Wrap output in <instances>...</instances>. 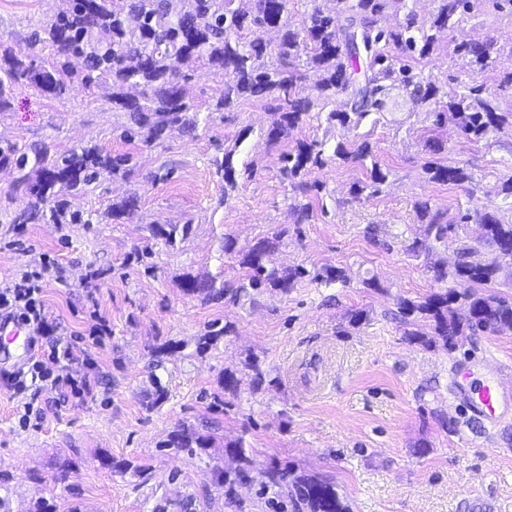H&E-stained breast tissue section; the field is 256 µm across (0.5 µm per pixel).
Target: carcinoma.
<instances>
[{
	"label": "carcinoma",
	"mask_w": 512,
	"mask_h": 512,
	"mask_svg": "<svg viewBox=\"0 0 512 512\" xmlns=\"http://www.w3.org/2000/svg\"><path fill=\"white\" fill-rule=\"evenodd\" d=\"M61 2L53 22L38 25L31 33L32 42L51 44L54 62L47 66L8 51L0 55V113L10 111L16 86L35 87L55 98L105 90L112 111L128 117V123L113 129L120 142L148 147L160 143L171 127L193 137L199 125V105L188 99L185 84L190 68L199 64L232 74L224 83V92L207 106L210 114L231 112L249 99L277 101L266 131L272 146L280 145L292 130L312 118L324 121L329 130H354L367 117L384 115L400 93L411 104L410 115L434 106L427 112L432 123L423 138V147L430 152L441 149L436 132L448 122L474 142L512 131V112L499 111L494 100L482 96L481 87L466 86L442 101L438 77L414 66L439 50L437 33L454 31L462 16L474 13L475 0H435V13L427 20L418 17L410 0H324L323 6L310 0L297 27L289 18L291 0H127L121 12L112 8V0ZM391 10L403 13V20L386 24ZM268 29L280 33L272 52L262 37ZM452 46V52L468 59L474 68L483 70L490 63V49L484 43L461 37ZM309 81L317 92L314 97L302 94ZM338 91L348 93L347 109L324 112ZM368 160L367 181L352 188L356 198L376 196L388 177L369 142L333 144L327 138L315 139L282 152L280 173L294 195L291 208L296 223L312 217L314 201L324 191L322 184L304 179L306 172L329 162L362 164ZM214 165L224 178L227 196L237 185L233 151H225L224 159L214 160ZM0 166L17 173V186L29 197L28 205L13 213L10 223L90 224L92 218L70 209L67 196L96 188L110 177L131 175L139 159L132 152L112 155L85 143L63 151L45 142L28 148L6 143L0 144ZM423 170L436 182L461 185L473 181L464 166L431 160ZM137 203L138 198L130 195L112 205L109 216L114 220L128 216ZM415 209L424 229L404 247L412 257L432 256L448 234H459L469 221L482 225L484 233L476 241H462L453 267L431 266L434 287L430 294L419 300H398L404 325L432 322L435 336L448 350L468 333L495 336L507 326L512 328V303L488 291L501 276L512 275V219L475 210L453 224L426 200L416 202ZM189 229L187 224L149 226L150 237L167 246L176 245L177 238ZM287 234L288 229H280L241 248L234 238L224 237L222 251L237 257L242 270L236 288L217 285L213 276L191 275L183 277L179 287L189 296H227L237 302L272 290L287 293L307 277L328 286L346 282L343 271L332 266L314 272L300 265L286 270L268 266L266 256L283 244ZM228 332V324L209 330L199 339L198 352L205 353ZM211 443L210 437L194 427L182 425L161 447L192 453ZM232 458L236 468L216 473L222 485L249 474L243 441L234 444ZM291 495L307 512H349L335 486L321 479L293 481Z\"/></svg>",
	"instance_id": "cac0c4a2"
}]
</instances>
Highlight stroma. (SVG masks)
<instances>
[{"mask_svg":"<svg viewBox=\"0 0 512 512\" xmlns=\"http://www.w3.org/2000/svg\"><path fill=\"white\" fill-rule=\"evenodd\" d=\"M61 0H0V51L49 61L48 45L32 43L31 27L54 20ZM469 40L492 47L488 70H474L451 46L421 61L440 80L441 92L479 85L501 110L512 109V0H479L476 15L459 27ZM273 101L241 102L213 114L195 137L170 128L157 145L139 147L140 165L127 177L107 179L97 190L70 196L71 208L93 214L92 224L10 223L28 196L16 174L0 168V281L24 265L46 258L43 300L62 324L61 343L83 348L80 360L55 367L60 377L94 378L92 395L64 396L36 382L13 395L0 389V498L6 512H35L37 503L66 512H306L265 486L269 470L289 480L317 477L334 484L350 512H512V333L465 336L453 350L426 345L433 326L416 325L423 339L409 341L397 300L418 298L433 286L428 262L452 266L457 241L425 260L406 254L403 241L423 224L414 204L430 201L449 216L479 209L504 214L498 189L512 175L505 145L467 140L454 125L439 133L437 159L463 165L472 184H443L422 170L419 145L430 121L425 112L398 125L383 118L356 130L327 129L310 121L281 148L269 147L265 131ZM126 119L113 111L106 91L51 98L17 88L11 111L0 114V141L36 142L63 150L92 142L102 150L126 151L112 136ZM330 138L369 140L389 175L380 193L355 201L354 184L366 171L354 163L329 164L308 173L325 185L323 209L304 224L290 210L291 193L280 175V152L294 141ZM235 148V164L254 160L255 178L239 177L234 192L213 161ZM137 194L133 215L115 221L112 205ZM187 224L176 246L151 239L153 223ZM376 236H368V227ZM287 228L269 266L345 270L349 283L329 287L305 280L290 292H268L232 303L185 295L183 276L223 274L234 286L240 276L224 236L238 246ZM375 279L378 289L365 285ZM365 320L351 325L352 311ZM110 332L100 344L88 336L97 316ZM231 330L206 353L197 341L211 323ZM169 346L162 366L154 351ZM265 372L259 386L247 379L245 362ZM233 370L243 383L224 393L221 378ZM499 378L506 416L497 425L466 412L451 387L456 371ZM166 398L152 404L156 386ZM35 417L20 423L19 409ZM212 437L209 448L188 455L165 447L180 425ZM243 442L251 460L248 480L225 488L214 472L231 467L226 445ZM127 461L132 469L117 472Z\"/></svg>","mask_w":512,"mask_h":512,"instance_id":"obj_1","label":"stroma"}]
</instances>
